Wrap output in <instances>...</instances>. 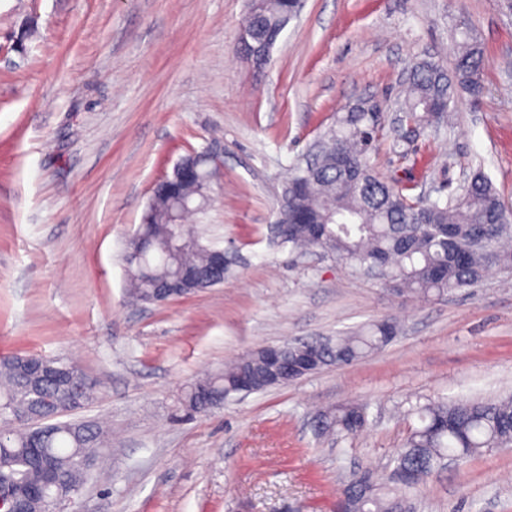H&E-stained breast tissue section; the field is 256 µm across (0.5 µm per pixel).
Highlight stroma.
<instances>
[{
    "instance_id": "stroma-1",
    "label": "stroma",
    "mask_w": 512,
    "mask_h": 512,
    "mask_svg": "<svg viewBox=\"0 0 512 512\" xmlns=\"http://www.w3.org/2000/svg\"><path fill=\"white\" fill-rule=\"evenodd\" d=\"M249 6L0 0V354L76 362L102 387L77 418L112 424L106 467L61 512H332L353 473L389 472L412 407L512 394V275L422 302L275 235L294 166L371 100L386 107L378 173L445 197L479 170L512 202V13L501 0H306L260 69L237 50ZM465 23L485 51L480 103L455 94L436 133L400 123L407 70L452 68ZM212 146V202L189 223L230 258L223 284L133 301L123 252L154 185ZM387 316L396 339L350 366L174 417L196 376ZM346 401L367 405V428L316 435V416ZM412 503L512 512V446L437 471Z\"/></svg>"
}]
</instances>
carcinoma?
Instances as JSON below:
<instances>
[{
	"instance_id": "1",
	"label": "carcinoma",
	"mask_w": 512,
	"mask_h": 512,
	"mask_svg": "<svg viewBox=\"0 0 512 512\" xmlns=\"http://www.w3.org/2000/svg\"><path fill=\"white\" fill-rule=\"evenodd\" d=\"M243 32L253 43L266 34L285 29L297 15L294 0H252ZM485 65L480 43L466 37L452 71L422 60L411 68L407 94L398 111L401 120L431 126L432 112L448 111L451 90L459 88L470 97L483 96ZM381 132L366 112H346L327 133L329 150L353 158L350 169L330 162L323 153L314 170L296 168L288 185L309 183V190L294 200L310 217L317 231L295 227L282 240L293 254L316 250L359 267L385 268L383 283L402 296L438 299L452 291L472 288L485 273L496 268L512 274V208L499 196L491 181L473 172L458 191L443 201L421 194L415 186L390 182L370 165V154ZM202 205L198 183L159 181L154 187L140 232L148 251L143 263H125L128 288L143 301L154 283L170 279L184 266L206 271L209 251L187 224L180 240H172L174 217ZM393 320L374 321L356 333L338 336L333 343L306 342L291 350L309 349L319 366L350 365L386 345L396 335ZM263 350L239 359L224 372L188 382L179 404L188 416L206 415L224 400L238 394L244 374L264 371ZM99 384L89 379L75 362L36 355L0 356V476L16 473L9 486L12 499L28 512H44L37 489L52 496L59 488H83L99 467L100 450L108 432L83 420L62 417L91 405ZM420 425L411 429L394 458L390 474L370 471L354 474L338 497L336 508L345 512H409L407 497H390L382 489L408 471L413 480L404 487L415 492L445 465L463 461L493 448L512 445V397L500 400L432 402L417 411ZM368 425L367 406L341 403L320 415L315 431L338 437L362 431Z\"/></svg>"
}]
</instances>
